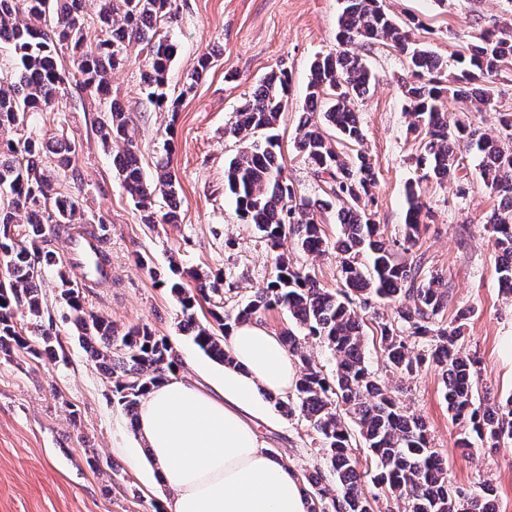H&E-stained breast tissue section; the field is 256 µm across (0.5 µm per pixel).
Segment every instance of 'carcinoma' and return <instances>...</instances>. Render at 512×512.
<instances>
[{
	"label": "carcinoma",
	"instance_id": "obj_1",
	"mask_svg": "<svg viewBox=\"0 0 512 512\" xmlns=\"http://www.w3.org/2000/svg\"><path fill=\"white\" fill-rule=\"evenodd\" d=\"M173 0H99L101 37L86 43V0H0V48L11 50V64L0 78V254L7 273L0 278V353L23 351L35 360L56 355L60 344L44 325L41 285L45 271H56L58 297L69 309L91 360L112 382V399L130 418L149 390L176 375L178 355L166 338L147 324L118 330L112 321L86 310L83 293L72 288L68 265H84L85 279L96 285L111 276V260L101 242L103 216H91L80 195L81 176L74 164L76 142L54 127L42 136L25 132L28 117L62 111L72 77L98 101L97 120L104 137L124 145L115 154V175L140 212L144 224L179 223L180 185L168 165L156 180L145 178L121 104L112 98L110 74L125 64V51L136 44L145 53L143 84L156 103L176 112L166 85L176 46L160 33L172 20ZM424 27L415 15L398 20L383 0H340L336 47L319 54L310 67L305 106L296 148L318 177L326 179L324 199L298 194L285 175L274 130L288 106L290 79L283 69L266 74L236 111L227 133L245 139L259 131L230 160L225 189L236 210L254 226L275 253L276 274L243 307L210 312L214 324L197 322L193 309L218 292V279L195 276V288L171 285L184 327L211 360L231 364L224 339L232 327L259 321L275 308L288 311L295 328L280 335L299 361L292 392L273 399L274 408L306 426L319 439L323 470L301 474L308 485L309 512H381L379 503H395L404 512H497L493 485L483 480L466 489L454 485L442 454L430 446L425 420L396 397L389 376H416L430 367L439 371L444 398L460 428L457 447L497 448L512 441V396L492 400L483 385L478 360L462 351L465 322L474 308L456 307L447 317L451 296L441 276L426 266L413 248L430 210L420 183L453 182L463 199L468 184L459 182L464 161H478L484 185L499 198L487 217L497 252L495 273L500 291L512 295V112H497L491 87L504 68H512V27L487 26L467 44L453 75L432 51L412 39ZM382 45L401 55L410 78L401 94L408 104L409 128L418 141L416 164L421 175L406 188L407 208L400 232L385 234L372 207L376 173L362 149L364 131L355 102L366 96L377 76L357 47ZM66 54L71 69L56 57ZM468 101L479 120L465 115L448 123L449 100ZM492 112L495 133L480 126ZM60 146L57 169L43 164L49 143ZM356 147L349 155L341 147ZM161 195L166 209L154 206ZM338 226L329 244L323 214ZM96 224L98 231L80 228ZM65 233L78 245L60 257L50 249L49 233ZM336 255L337 285L328 289L316 274L285 254ZM372 321L376 335L367 334ZM324 345L335 360L326 368L304 353L307 340ZM378 342L382 373L366 354ZM369 449L370 462L356 454L354 442Z\"/></svg>",
	"mask_w": 512,
	"mask_h": 512
}]
</instances>
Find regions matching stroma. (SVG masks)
Here are the masks:
<instances>
[{"instance_id":"stroma-1","label":"stroma","mask_w":512,"mask_h":512,"mask_svg":"<svg viewBox=\"0 0 512 512\" xmlns=\"http://www.w3.org/2000/svg\"><path fill=\"white\" fill-rule=\"evenodd\" d=\"M398 19L418 16L424 23L416 42L447 64L466 48L459 30L474 18L512 23V0H383ZM176 18L162 26L177 45L168 95L178 114L159 108L143 89L144 55L130 46L127 62L112 74V95L123 105L134 129L146 175L169 161L180 189L181 222L146 226L117 180L113 157L120 144L104 146L97 131V103L88 91L69 85L61 115L65 134L79 145L75 157L93 213L106 218L103 247L112 264L108 283L85 291L87 309L128 328L148 324L176 348L180 376L194 380L198 365L222 375L183 327L184 315L168 288L175 271L220 276L229 292L212 295L195 311L205 321L212 306L235 307L265 287L274 274L272 254L252 225L244 223L224 189V168L240 147L225 135L234 113L259 80L282 68L290 76L288 107L277 128L285 172L301 195L323 197L326 185L313 175L293 142L305 117L309 68L317 54L335 47L339 0H176ZM211 55L207 76L189 84L203 55ZM364 58L378 82L356 104L365 149L377 172L374 220L388 233L404 222L405 189L416 179V146L408 131L407 106L398 82L405 70L398 55L376 47ZM470 193L455 197L451 184L428 183L424 199L431 211L421 228L416 253L442 274L454 302L475 308L466 326V350L480 360L486 385L512 394V299L501 294L495 277L497 253L485 220L497 205L478 169L465 170ZM55 271L42 285L47 316L62 349L55 362L29 355L0 354V512H155L170 496L133 469L118 447L131 436L130 421L112 402L110 380L90 360L65 318ZM401 399L428 424L433 447L444 455L452 482L469 487L480 480L495 488L499 512H512V444L463 455L437 371L403 378ZM300 423L280 418L266 429L271 451L294 468L315 463L318 445L301 437ZM97 457L91 469L89 457Z\"/></svg>"}]
</instances>
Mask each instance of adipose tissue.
I'll use <instances>...</instances> for the list:
<instances>
[{
	"label": "adipose tissue",
	"mask_w": 512,
	"mask_h": 512,
	"mask_svg": "<svg viewBox=\"0 0 512 512\" xmlns=\"http://www.w3.org/2000/svg\"><path fill=\"white\" fill-rule=\"evenodd\" d=\"M227 345L233 362L210 388L174 377L152 389L126 453L170 491L167 512H308L299 473L258 429L274 421L271 397L292 390L297 361L256 322L234 326Z\"/></svg>",
	"instance_id": "ef3b65f1"
}]
</instances>
